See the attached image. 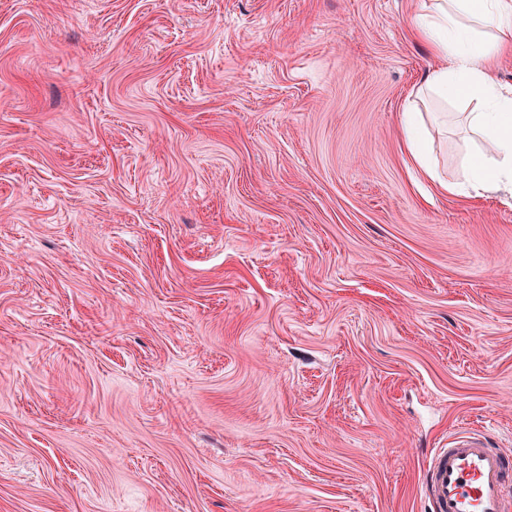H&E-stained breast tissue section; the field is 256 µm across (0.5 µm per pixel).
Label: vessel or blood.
<instances>
[{
	"mask_svg": "<svg viewBox=\"0 0 512 512\" xmlns=\"http://www.w3.org/2000/svg\"><path fill=\"white\" fill-rule=\"evenodd\" d=\"M512 461L489 447L483 433L449 437L430 459L422 490L434 512H512L505 497Z\"/></svg>",
	"mask_w": 512,
	"mask_h": 512,
	"instance_id": "b4317fda",
	"label": "vessel or blood"
}]
</instances>
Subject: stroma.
Returning <instances> with one entry per match:
<instances>
[{"label": "stroma", "instance_id": "obj_1", "mask_svg": "<svg viewBox=\"0 0 512 512\" xmlns=\"http://www.w3.org/2000/svg\"><path fill=\"white\" fill-rule=\"evenodd\" d=\"M421 10L0 0V512H433L459 427L512 458V197L406 152Z\"/></svg>", "mask_w": 512, "mask_h": 512}]
</instances>
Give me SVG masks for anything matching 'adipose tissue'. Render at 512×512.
<instances>
[{
  "label": "adipose tissue",
  "mask_w": 512,
  "mask_h": 512,
  "mask_svg": "<svg viewBox=\"0 0 512 512\" xmlns=\"http://www.w3.org/2000/svg\"><path fill=\"white\" fill-rule=\"evenodd\" d=\"M414 28L438 61L418 96L479 104L467 122L485 147L461 159L473 188L512 189V86H500L492 74L495 60L512 52V0H428ZM402 128L413 162L438 180L427 160L431 134L414 105H405Z\"/></svg>",
  "instance_id": "obj_1"
}]
</instances>
